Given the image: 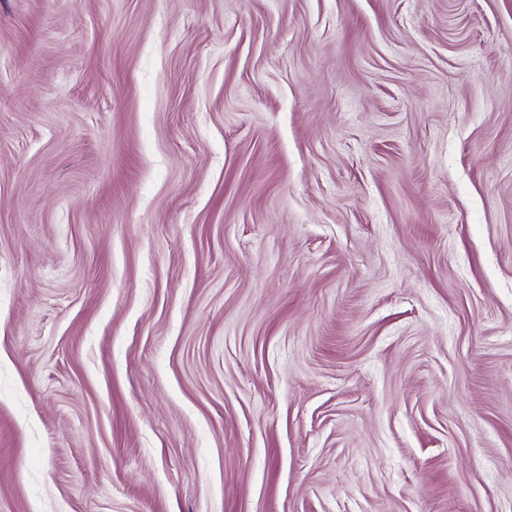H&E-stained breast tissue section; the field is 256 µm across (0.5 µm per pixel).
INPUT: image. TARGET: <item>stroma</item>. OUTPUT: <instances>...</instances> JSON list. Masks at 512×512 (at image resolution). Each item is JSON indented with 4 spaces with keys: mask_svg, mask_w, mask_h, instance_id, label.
<instances>
[{
    "mask_svg": "<svg viewBox=\"0 0 512 512\" xmlns=\"http://www.w3.org/2000/svg\"><path fill=\"white\" fill-rule=\"evenodd\" d=\"M0 512H512V0H0Z\"/></svg>",
    "mask_w": 512,
    "mask_h": 512,
    "instance_id": "1",
    "label": "stroma"
}]
</instances>
